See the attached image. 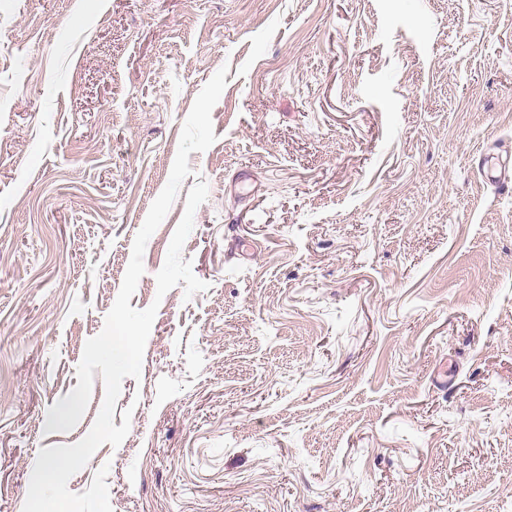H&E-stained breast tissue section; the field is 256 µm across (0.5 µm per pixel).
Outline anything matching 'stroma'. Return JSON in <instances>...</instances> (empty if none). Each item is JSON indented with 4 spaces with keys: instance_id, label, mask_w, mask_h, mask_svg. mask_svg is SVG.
<instances>
[{
    "instance_id": "35a3bbf8",
    "label": "stroma",
    "mask_w": 512,
    "mask_h": 512,
    "mask_svg": "<svg viewBox=\"0 0 512 512\" xmlns=\"http://www.w3.org/2000/svg\"><path fill=\"white\" fill-rule=\"evenodd\" d=\"M149 239L113 512H512V0H0V512ZM182 251L206 291L157 297Z\"/></svg>"
}]
</instances>
